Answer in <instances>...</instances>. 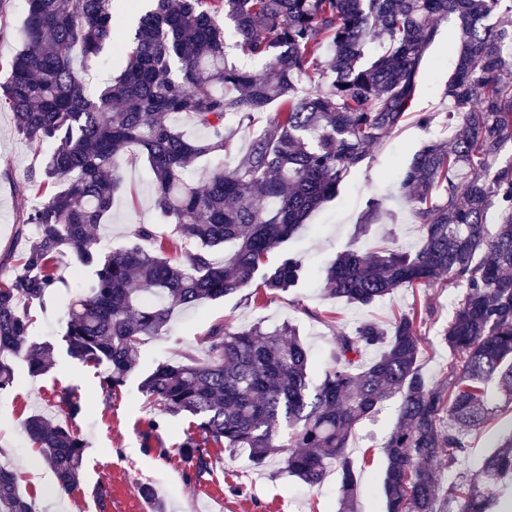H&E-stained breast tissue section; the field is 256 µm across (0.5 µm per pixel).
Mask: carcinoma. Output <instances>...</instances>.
Here are the masks:
<instances>
[{"label": "carcinoma", "mask_w": 512, "mask_h": 512, "mask_svg": "<svg viewBox=\"0 0 512 512\" xmlns=\"http://www.w3.org/2000/svg\"><path fill=\"white\" fill-rule=\"evenodd\" d=\"M113 2L25 0L22 45L0 81V107L13 113L17 135L51 145L21 188L17 235L28 245L8 273L0 263V391L16 384L17 362L33 377L50 365L54 347L29 338L30 308L58 283L62 254L92 272L68 307L66 351L104 367L106 397L138 374L145 338L165 334L175 310L222 299L257 276L273 297L307 280L297 256L270 264L268 255L401 126L438 24L454 18L459 47L444 96L455 105L448 124L458 132L425 143L400 181L423 228L421 247L344 250L323 278L325 296L360 305L406 286L463 288L443 336V377L430 382L418 365L425 308L399 314L387 329L363 322L337 330L317 382L291 323H219L206 335L207 359L185 354L161 363L140 389L160 414L193 417L178 448L188 481L211 473V448L246 451L257 466L280 448L285 469L306 485L339 472V512H355L359 495L350 437L397 395L383 443L385 512H512L501 492L512 483V429L476 470L459 468L470 434L499 416L489 385L512 404V164L499 165L512 148V0H151L124 35ZM229 27L234 47L272 77L229 62ZM117 44L120 73L86 95L82 71ZM181 119L206 136L186 137ZM243 129L252 137L239 153ZM139 159L154 175L155 211L174 225L172 246H193L184 263L162 246L145 247L156 240L148 224L132 225L125 244L109 251L90 234L112 214L123 165ZM199 164L210 170L194 184L187 173ZM492 208L499 222L490 234ZM382 218L380 203L368 200L359 231ZM227 247L224 260L214 259ZM369 349L380 355L363 366ZM59 403L64 418L33 413L23 430L69 493L84 463L75 428L83 404L70 392ZM161 424L152 419L140 431L145 452L167 454ZM440 463L448 470L443 492ZM0 512H36L17 472L2 464Z\"/></svg>", "instance_id": "obj_1"}]
</instances>
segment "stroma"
I'll use <instances>...</instances> for the list:
<instances>
[{"instance_id": "1", "label": "stroma", "mask_w": 512, "mask_h": 512, "mask_svg": "<svg viewBox=\"0 0 512 512\" xmlns=\"http://www.w3.org/2000/svg\"><path fill=\"white\" fill-rule=\"evenodd\" d=\"M458 43L457 21L441 22L439 36L424 58L413 114L373 149L369 167L348 176L336 197L313 212L290 241V250L310 268L311 280L295 292L268 300H251L243 290L197 308L176 311L166 335L146 340L142 369L180 360L188 350L204 356L203 338L217 323L247 326L260 321L274 326L288 321L298 328L315 369L320 370L329 362L337 329H351L366 321L386 326L399 311L427 306L436 315L421 328L419 364L427 377L439 374L448 362V349L441 336L454 315L460 289L402 288L382 301L361 306L326 297L321 273L348 248L366 252L375 247H419L423 233L402 197L399 175L425 142L447 134L448 101L443 93ZM423 113L432 115L431 124H420ZM49 150L48 144H31L18 137L12 113L0 108V254L9 248L19 252L25 246L16 233L18 191ZM123 178L110 219L94 227L92 236L109 249L123 244L131 224L136 223L154 225L159 236L171 237L172 225L160 223L153 208L155 185L148 164L140 161L125 166ZM371 197L380 199L395 220L373 225L360 237L356 226ZM57 273L65 280V287L54 289L31 308V338L53 344L51 366L44 375L24 377L19 385L0 393V462L17 471L20 489L35 502L37 512H97L93 490L101 483L112 489L110 512H154L139 491L145 478L163 503L164 512H337L338 472H330L320 485L311 487L288 475L278 454L258 468L246 454L232 455L215 448L211 451L209 480L186 483L184 465L176 453L190 425L185 415L168 418L161 432L162 444L170 450L168 458L144 452L139 432L148 420L157 418L158 411L140 393L138 378H130L116 395L105 398L96 369L67 354L62 341L65 304L75 295L69 286L75 278L69 256L60 257ZM333 314L338 322L332 328L326 320ZM65 390L74 391L84 405L76 426L87 443L81 481L68 494L59 490L54 474L22 429L24 419L36 411L60 417L56 396ZM398 405L395 397L385 401L357 425L349 441V456L359 484V512H384L380 484L386 457L382 443L396 422Z\"/></svg>"}]
</instances>
